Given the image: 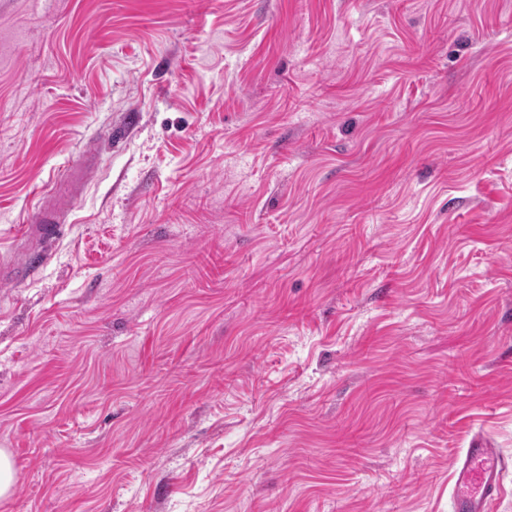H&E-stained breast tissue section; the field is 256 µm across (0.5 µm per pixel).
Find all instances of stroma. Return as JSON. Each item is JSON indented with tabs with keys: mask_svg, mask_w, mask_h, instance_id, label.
<instances>
[{
	"mask_svg": "<svg viewBox=\"0 0 512 512\" xmlns=\"http://www.w3.org/2000/svg\"><path fill=\"white\" fill-rule=\"evenodd\" d=\"M0 262V512H450L512 461V0H0ZM60 207L52 206L51 208H42L35 213L28 224H23L20 228V236H28L32 231L38 232L44 237H56V224H60L59 214ZM506 458L484 437L475 436L454 463L451 512H493L503 494Z\"/></svg>",
	"mask_w": 512,
	"mask_h": 512,
	"instance_id": "1",
	"label": "stroma"
}]
</instances>
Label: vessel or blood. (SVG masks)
Listing matches in <instances>:
<instances>
[{
	"mask_svg": "<svg viewBox=\"0 0 512 512\" xmlns=\"http://www.w3.org/2000/svg\"><path fill=\"white\" fill-rule=\"evenodd\" d=\"M60 212L57 206L40 209L28 224L21 226V235L35 231L45 237H55ZM507 467L506 458L486 437H474L454 463L451 512H494L503 494V476Z\"/></svg>",
	"mask_w": 512,
	"mask_h": 512,
	"instance_id": "1",
	"label": "vessel or blood"
}]
</instances>
